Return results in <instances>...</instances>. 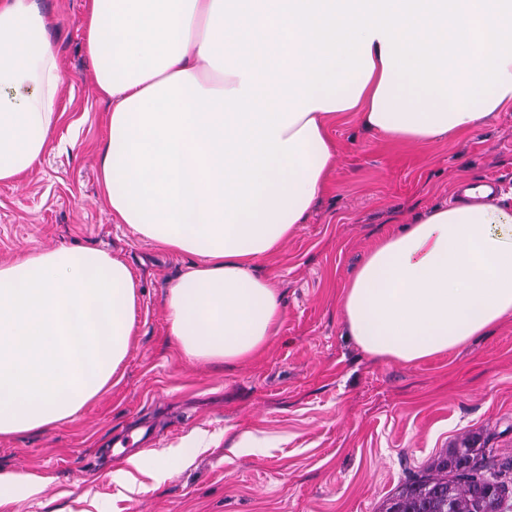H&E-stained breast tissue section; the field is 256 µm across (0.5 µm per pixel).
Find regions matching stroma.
<instances>
[{"instance_id":"1","label":"stroma","mask_w":512,"mask_h":512,"mask_svg":"<svg viewBox=\"0 0 512 512\" xmlns=\"http://www.w3.org/2000/svg\"><path fill=\"white\" fill-rule=\"evenodd\" d=\"M67 81L65 112L40 165L0 184V262L32 249L89 246L125 261L136 279L135 331L116 380L72 418L0 436V471L46 480L17 489L0 512H382L468 435L512 458V320L467 345L405 365L364 353L348 336L342 288L381 238L466 182L500 179L512 193V107L448 142L363 135L355 118L332 129L339 150L325 192L295 234L257 260L282 296L278 333L260 355L227 367L177 350L164 314L170 282L192 262L114 223L102 201L100 151L108 105L84 51L86 0H39ZM136 425L150 442L135 491L113 476L126 461L105 446ZM202 435L172 462L165 452Z\"/></svg>"}]
</instances>
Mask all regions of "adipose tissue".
Segmentation results:
<instances>
[{
    "mask_svg": "<svg viewBox=\"0 0 512 512\" xmlns=\"http://www.w3.org/2000/svg\"><path fill=\"white\" fill-rule=\"evenodd\" d=\"M109 103L102 198L115 223L194 255L165 296L191 362L262 350L283 316L257 258L305 221L346 113L397 142L445 141L512 106V0H88ZM35 0H0V183L31 172L66 80ZM419 212L347 282L348 336L416 364L512 319V203ZM128 265L95 247L0 263V435L74 416L111 385L135 326Z\"/></svg>",
    "mask_w": 512,
    "mask_h": 512,
    "instance_id": "1",
    "label": "adipose tissue"
}]
</instances>
